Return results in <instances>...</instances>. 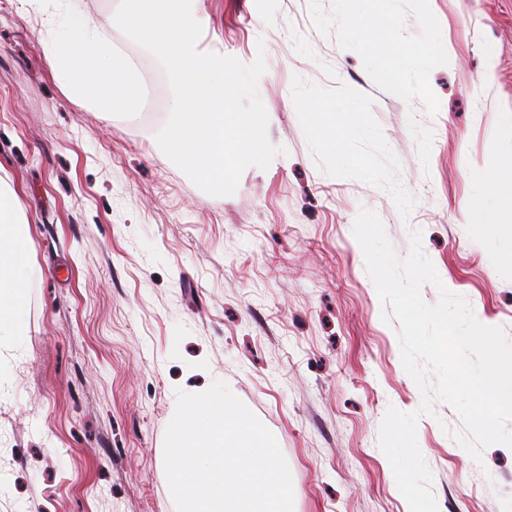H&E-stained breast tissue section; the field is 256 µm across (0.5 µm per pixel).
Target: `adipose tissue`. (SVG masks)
I'll return each instance as SVG.
<instances>
[{"label": "adipose tissue", "mask_w": 512, "mask_h": 512, "mask_svg": "<svg viewBox=\"0 0 512 512\" xmlns=\"http://www.w3.org/2000/svg\"><path fill=\"white\" fill-rule=\"evenodd\" d=\"M68 33L50 41L48 57L68 95L100 112H137L140 76L130 60L114 50L109 33L91 16L66 14ZM37 270L26 256V230L17 212L16 193L0 176V342L25 334L23 313Z\"/></svg>", "instance_id": "1"}]
</instances>
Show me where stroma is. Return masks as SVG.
<instances>
[{"label":"stroma","instance_id":"35a3bbf8","mask_svg":"<svg viewBox=\"0 0 512 512\" xmlns=\"http://www.w3.org/2000/svg\"><path fill=\"white\" fill-rule=\"evenodd\" d=\"M0 0V172L40 277L0 344V512H176L164 438L184 388L225 382L289 466L294 512H410L378 445L422 395L353 234L376 212L399 256L422 234L440 285L512 339V223L487 224L480 174L512 155V0H198L203 48L264 55L268 168L209 195L160 150L165 117L68 97L46 46L74 8ZM442 51L430 53L432 41ZM144 95L172 94L113 28ZM362 132L324 139L335 111ZM417 422L439 512H512V448L483 462L445 402Z\"/></svg>","mask_w":512,"mask_h":512}]
</instances>
